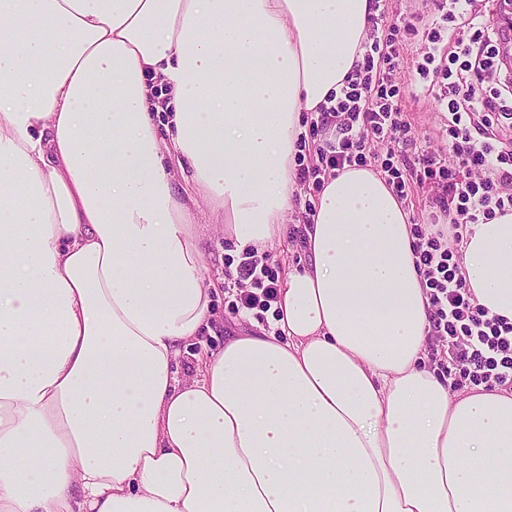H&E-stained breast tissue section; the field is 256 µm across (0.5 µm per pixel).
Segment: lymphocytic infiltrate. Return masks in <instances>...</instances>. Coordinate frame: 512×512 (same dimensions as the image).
<instances>
[{"mask_svg":"<svg viewBox=\"0 0 512 512\" xmlns=\"http://www.w3.org/2000/svg\"><path fill=\"white\" fill-rule=\"evenodd\" d=\"M447 32L432 31L444 81L437 98L448 113L449 159L427 150L408 157L413 145L401 87L405 62L400 28L370 25L363 60L347 78L334 105L320 107L314 126L334 136L315 144L316 164L300 168L297 180L323 188V175L362 166L372 145H384L379 173L399 199L417 190L435 192L437 213L429 223L412 224L413 250L429 290V333L448 343L445 372L451 389L459 374L492 391H512V323L488 315L471 292L459 263L458 247L471 227L512 210V138L500 133L512 117V82L481 92L499 54L496 27L482 0H438ZM249 284L238 297L247 309H270L278 298V278L268 257L248 248L237 266Z\"/></svg>","mask_w":512,"mask_h":512,"instance_id":"1","label":"lymphocytic infiltrate"}]
</instances>
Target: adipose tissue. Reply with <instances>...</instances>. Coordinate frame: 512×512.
<instances>
[{"label": "adipose tissue", "mask_w": 512, "mask_h": 512, "mask_svg": "<svg viewBox=\"0 0 512 512\" xmlns=\"http://www.w3.org/2000/svg\"><path fill=\"white\" fill-rule=\"evenodd\" d=\"M374 13L0 0V512H512V393L427 367L408 214L373 167L325 176L271 330L175 376L212 298L168 155L237 249L285 238L302 115ZM460 263L512 322V212Z\"/></svg>", "instance_id": "obj_1"}]
</instances>
